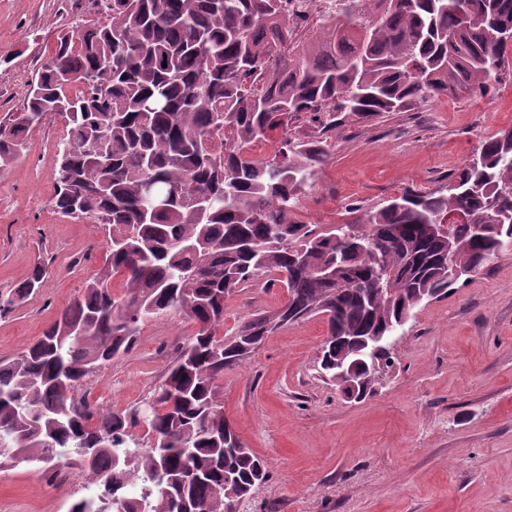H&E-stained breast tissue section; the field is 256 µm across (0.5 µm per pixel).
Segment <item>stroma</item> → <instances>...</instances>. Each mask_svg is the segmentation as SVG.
I'll return each instance as SVG.
<instances>
[{"instance_id": "obj_1", "label": "stroma", "mask_w": 512, "mask_h": 512, "mask_svg": "<svg viewBox=\"0 0 512 512\" xmlns=\"http://www.w3.org/2000/svg\"><path fill=\"white\" fill-rule=\"evenodd\" d=\"M99 18L90 0H0V120L22 111L56 37ZM512 126V81L483 98L440 97L407 112L346 119L330 139L299 217L342 221L404 188L434 190L498 130ZM63 116L34 128L0 171V291L35 263L41 288L0 317V360L39 338L102 268L105 231L53 206ZM284 288L249 287L224 303V329L281 307ZM174 316L144 324L134 348L83 387L89 401L129 408L164 380L194 332ZM327 326L312 317L267 336L225 369L219 399L269 477L239 512H512V251L483 274L417 308L394 366L355 402L322 380ZM50 481L30 466L0 469V512H68L85 494L80 469Z\"/></svg>"}]
</instances>
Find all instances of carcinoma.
<instances>
[{
    "instance_id": "1",
    "label": "carcinoma",
    "mask_w": 512,
    "mask_h": 512,
    "mask_svg": "<svg viewBox=\"0 0 512 512\" xmlns=\"http://www.w3.org/2000/svg\"><path fill=\"white\" fill-rule=\"evenodd\" d=\"M103 20L63 34L19 116L0 123V169L59 114L54 207L107 231L106 263L43 335L0 361V464L55 478L77 456L90 496L70 512H226L225 484L266 464L224 417L218 382L279 328L321 316L336 355L365 359L423 303L512 250V127L487 137L439 190L406 188L338 224L298 219L329 135L352 116L483 97L512 74V0H91ZM167 67H162V64ZM74 93H68V90ZM313 119L311 134L288 127ZM272 152L259 157L255 145ZM151 179L163 203L141 193ZM461 213L465 220L429 236ZM42 266L0 316L33 296ZM121 277L122 290H114ZM275 282L280 308L227 334L224 301ZM195 331L136 408L102 409L85 381L169 316ZM152 433L147 448L132 430Z\"/></svg>"
}]
</instances>
